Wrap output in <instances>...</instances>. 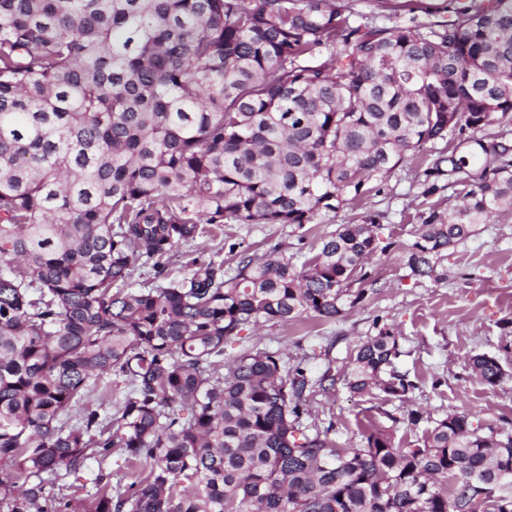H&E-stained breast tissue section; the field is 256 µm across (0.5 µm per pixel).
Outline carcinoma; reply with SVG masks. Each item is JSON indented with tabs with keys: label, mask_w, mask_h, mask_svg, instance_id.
Segmentation results:
<instances>
[{
	"label": "carcinoma",
	"mask_w": 512,
	"mask_h": 512,
	"mask_svg": "<svg viewBox=\"0 0 512 512\" xmlns=\"http://www.w3.org/2000/svg\"><path fill=\"white\" fill-rule=\"evenodd\" d=\"M396 10L436 20L379 25L351 0H0V512H80L64 480L91 461L90 512H512V429L415 410L417 443L369 417L347 447L311 406L331 369L256 345L224 359L260 324L378 295L379 216L299 266L277 244L231 274L194 258L160 277L202 224H311L439 140L424 194L459 186L460 204L419 216L411 273L446 278L449 247L512 216V0ZM150 262L157 281L130 287ZM401 355L380 327L344 385L409 402ZM468 365L505 378L496 356ZM103 375L126 387L113 405L87 401Z\"/></svg>",
	"instance_id": "obj_1"
}]
</instances>
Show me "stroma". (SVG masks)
<instances>
[{
    "mask_svg": "<svg viewBox=\"0 0 512 512\" xmlns=\"http://www.w3.org/2000/svg\"><path fill=\"white\" fill-rule=\"evenodd\" d=\"M424 169L422 161H403L358 207L327 214L315 224L204 225L193 247H181L165 262V275L178 279L189 271V251L226 261L234 252L263 255L279 243L293 246L302 261L316 253L322 237L337 225L351 223L363 212L380 214V250L367 269L382 291L372 301L333 322L305 316L285 325L267 323L226 347L232 356L266 346L304 359L312 375L329 368L341 378L350 369L355 346L374 335L375 323L392 327L403 350L398 367L418 388L406 405L358 397L341 385L334 395L315 396L317 422L334 426L343 444H359L358 424L364 418L383 423L391 415L398 419L397 441L420 438L422 427L408 421L412 408L437 418L463 412L475 429L512 420V354L503 351L512 346V220L477 225L472 236L449 248L441 263L444 280L412 277L401 247L413 241L419 213L431 206L445 211L456 202L450 188L424 196ZM482 352L500 357L507 372L501 384L490 386L471 375L467 361Z\"/></svg>",
    "mask_w": 512,
    "mask_h": 512,
    "instance_id": "obj_1",
    "label": "stroma"
}]
</instances>
